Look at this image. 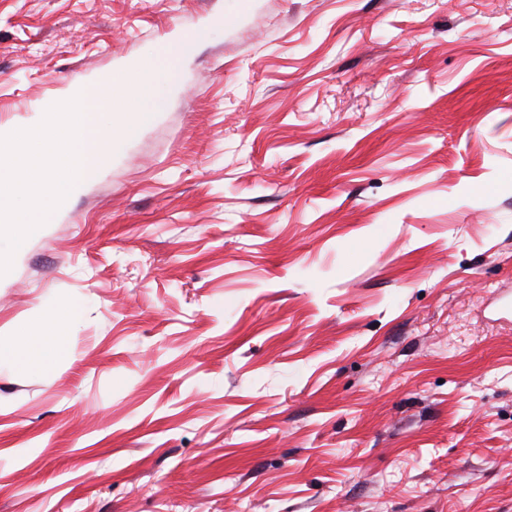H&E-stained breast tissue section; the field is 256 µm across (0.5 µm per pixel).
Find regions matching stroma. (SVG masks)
I'll return each instance as SVG.
<instances>
[{
  "mask_svg": "<svg viewBox=\"0 0 512 512\" xmlns=\"http://www.w3.org/2000/svg\"><path fill=\"white\" fill-rule=\"evenodd\" d=\"M194 37L0 276V512H512V0H0V132ZM85 301L81 297L52 307L32 311L19 332L26 336L24 351L14 346L10 337L0 336V370L17 369L33 373H49L68 356L63 336H40L45 329H62L76 321L84 312Z\"/></svg>",
  "mask_w": 512,
  "mask_h": 512,
  "instance_id": "1",
  "label": "stroma"
}]
</instances>
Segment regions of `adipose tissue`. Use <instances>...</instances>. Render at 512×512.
Masks as SVG:
<instances>
[{
	"label": "adipose tissue",
	"instance_id": "ef3b65f1",
	"mask_svg": "<svg viewBox=\"0 0 512 512\" xmlns=\"http://www.w3.org/2000/svg\"><path fill=\"white\" fill-rule=\"evenodd\" d=\"M84 308V299L74 297L55 306L32 311L20 328L26 338V349H19L10 338L0 336V370L53 371L68 356L64 339L58 336L57 331L80 318ZM50 328L55 329V336H47L46 331Z\"/></svg>",
	"mask_w": 512,
	"mask_h": 512
}]
</instances>
